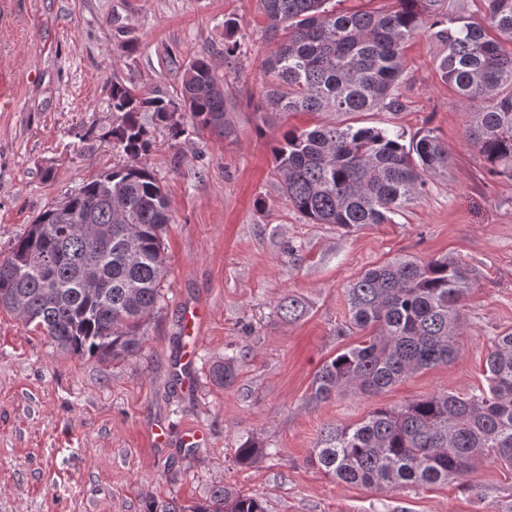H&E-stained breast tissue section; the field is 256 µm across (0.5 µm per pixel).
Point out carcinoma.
Listing matches in <instances>:
<instances>
[{
    "instance_id": "obj_1",
    "label": "carcinoma",
    "mask_w": 512,
    "mask_h": 512,
    "mask_svg": "<svg viewBox=\"0 0 512 512\" xmlns=\"http://www.w3.org/2000/svg\"><path fill=\"white\" fill-rule=\"evenodd\" d=\"M331 0H260L267 30L283 33L263 63L278 83L257 110L336 116L397 109L403 49L421 29L441 45L438 70L466 108L465 133L490 174L512 178V0H487L481 20L428 13L443 0H394L384 11L338 13ZM120 123L105 133L134 162L85 183L41 213L0 259V307L76 355L102 360L140 352L144 319L160 302L166 273L162 236L170 202L143 157L151 149L142 113L185 135L231 132L224 84L211 57L195 58L180 96L139 94L112 86ZM283 195L314 224H387L422 194L428 177L448 168V150L431 130L409 144L403 135L342 121L289 130L274 148ZM474 270L441 257H397L365 270L347 289L342 335H361L326 360L313 380L324 401L346 391L377 395L402 379L457 357L458 306ZM280 314L298 320L305 303L288 296ZM236 357L213 368L221 384L235 378ZM488 386L469 394L420 396L400 409L379 408L355 426H333L310 462L326 475L363 487L445 483L467 477L479 455L512 467V333L497 336L486 362ZM266 449L247 440L236 449L253 466ZM195 512H265L260 500L215 489Z\"/></svg>"
}]
</instances>
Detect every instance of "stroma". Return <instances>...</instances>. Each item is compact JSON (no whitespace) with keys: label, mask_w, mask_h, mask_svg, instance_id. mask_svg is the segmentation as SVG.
<instances>
[{"label":"stroma","mask_w":512,"mask_h":512,"mask_svg":"<svg viewBox=\"0 0 512 512\" xmlns=\"http://www.w3.org/2000/svg\"><path fill=\"white\" fill-rule=\"evenodd\" d=\"M240 53L223 64L224 44ZM280 43L259 0H0V257L45 209L127 158L104 133L116 123L112 86L172 97L196 57L218 59L228 136L171 140L151 124L146 161L173 221L167 273L144 323L140 353L82 358L0 309V512H145L148 503H205L230 486L267 512H512V471L478 457L468 477L420 488L369 489L336 481L310 461L324 429L376 408L486 387L491 340L512 332V180L492 177L465 136V109L441 79V46L421 31L405 50L397 110L359 125L411 140L433 130L448 170L390 224H313L285 199L272 148L308 112H260L262 65ZM397 256L461 260L478 280L461 303L460 354L376 396L311 398L324 361L351 344L346 288ZM300 297L304 317L277 305ZM205 319L189 376H180L185 313ZM240 359L231 384L212 365ZM165 430L156 443L155 427ZM203 441L183 443L187 429ZM247 439L271 449L253 467Z\"/></svg>","instance_id":"35a3bbf8"}]
</instances>
